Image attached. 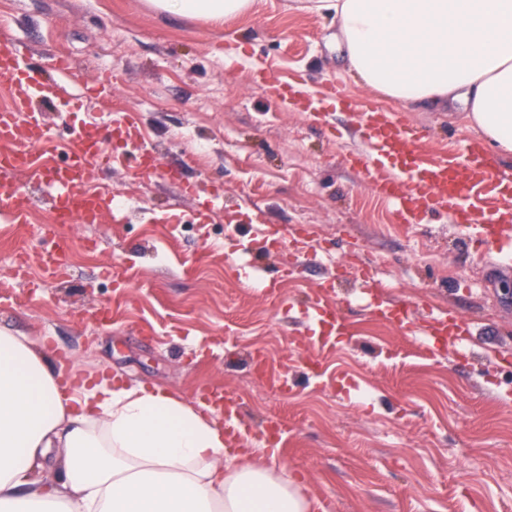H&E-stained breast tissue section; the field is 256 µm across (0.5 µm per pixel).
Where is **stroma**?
Segmentation results:
<instances>
[{
    "label": "stroma",
    "instance_id": "obj_1",
    "mask_svg": "<svg viewBox=\"0 0 512 512\" xmlns=\"http://www.w3.org/2000/svg\"><path fill=\"white\" fill-rule=\"evenodd\" d=\"M310 3L258 0L214 23L145 0H0L22 64L82 100L77 112L36 103L56 134L53 163L66 160L71 128L109 133L120 110L181 173L176 183L104 170L97 189L120 193L122 219L100 224H52L43 182L23 180L26 223L0 219V329L63 363L73 387L112 375L193 405L221 389L248 431L280 417L277 462L324 512H512V257L479 250L444 214L399 222L347 164L361 145L358 115L330 101V85L419 127L427 154L479 135L464 113L361 84L330 40L335 17ZM61 52L72 63L62 75ZM294 72L334 131L279 103L273 81ZM107 75L111 97L84 98ZM184 181L214 197L209 223H198ZM253 208L284 234L280 249L252 253ZM301 224L315 226L316 246L293 245ZM60 241L69 258L51 275L39 258ZM247 251L249 262L227 266ZM361 261L381 298L415 304L420 318L450 308L467 318L464 350L423 352L414 332L375 317L352 269ZM291 264L293 276L261 288ZM330 278L326 300L349 332L321 353L305 309ZM100 307L109 322L90 318Z\"/></svg>",
    "mask_w": 512,
    "mask_h": 512
}]
</instances>
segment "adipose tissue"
Masks as SVG:
<instances>
[{"instance_id": "ef3b65f1", "label": "adipose tissue", "mask_w": 512, "mask_h": 512, "mask_svg": "<svg viewBox=\"0 0 512 512\" xmlns=\"http://www.w3.org/2000/svg\"><path fill=\"white\" fill-rule=\"evenodd\" d=\"M222 22L256 0H146ZM367 87L396 102L459 105L512 154V0H315ZM0 331V512H320L275 450H232L224 428L163 386L84 383ZM62 449L44 481L49 449Z\"/></svg>"}]
</instances>
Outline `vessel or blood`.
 <instances>
[{
    "instance_id": "obj_1",
    "label": "vessel or blood",
    "mask_w": 512,
    "mask_h": 512,
    "mask_svg": "<svg viewBox=\"0 0 512 512\" xmlns=\"http://www.w3.org/2000/svg\"><path fill=\"white\" fill-rule=\"evenodd\" d=\"M0 33V84L12 93L10 107L0 110V216L13 222L27 220L19 203L22 186L20 172L43 176L52 208L59 223L79 218L85 224L101 223L112 213L111 194L95 191L94 185L104 169L123 164L124 159L106 146L97 127L87 124L74 132L65 165L45 170L39 153L54 141V133L35 109L36 100H53L72 111H79L78 100L68 97L58 82L41 78L24 67L17 56L2 47ZM359 123L373 149L353 152L347 157L368 186L391 201L405 221H420L423 214L442 212L453 223L465 225L475 240L487 248H512V226L499 223L494 210L485 208L476 196L482 185L491 186L499 207L512 206V178L502 175L482 149L466 145L454 161H433L418 150L420 133L401 121L395 113L364 105L358 112ZM372 311L399 326L412 325L410 306L374 303ZM321 333V348L335 345L345 335L346 323L332 312L322 299H314L308 308ZM425 336L447 337L457 346L466 331L455 317L433 314L421 329Z\"/></svg>"
}]
</instances>
